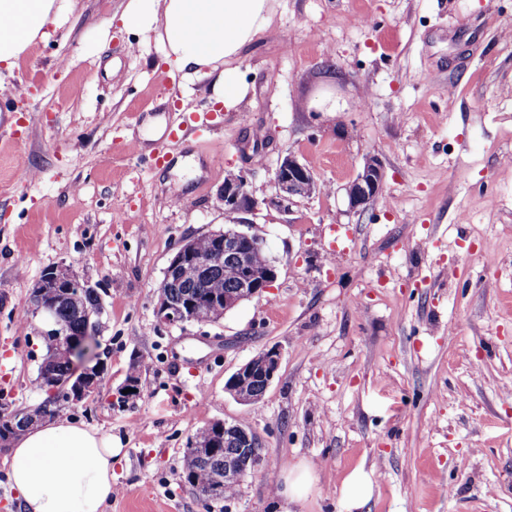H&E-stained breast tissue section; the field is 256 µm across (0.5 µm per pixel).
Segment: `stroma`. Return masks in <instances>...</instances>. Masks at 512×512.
Masks as SVG:
<instances>
[{
	"instance_id": "1",
	"label": "stroma",
	"mask_w": 512,
	"mask_h": 512,
	"mask_svg": "<svg viewBox=\"0 0 512 512\" xmlns=\"http://www.w3.org/2000/svg\"><path fill=\"white\" fill-rule=\"evenodd\" d=\"M121 4L78 0L0 108V398H44L29 295L65 263L101 285L106 384L59 415L121 448L106 512H219L181 470L214 420L255 431L265 456L231 512H339L359 466L375 481L361 512H512V0H276L229 111L128 34ZM160 146L169 163L150 166ZM288 154L319 188L284 208ZM190 155L199 172L174 173ZM369 158L382 194L354 213L345 187ZM238 174L253 206L228 215L219 193ZM240 220L277 266L272 288L218 322L159 327L178 245ZM271 348L260 403L225 392ZM134 362L142 392L124 403ZM302 463L307 497L276 496Z\"/></svg>"
}]
</instances>
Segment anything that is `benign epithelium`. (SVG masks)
<instances>
[{"label": "benign epithelium", "instance_id": "benign-epithelium-1", "mask_svg": "<svg viewBox=\"0 0 512 512\" xmlns=\"http://www.w3.org/2000/svg\"><path fill=\"white\" fill-rule=\"evenodd\" d=\"M275 182L278 187L276 202L280 205L297 197L308 198L317 190L312 169L299 162L293 155L285 156L276 169ZM246 182L240 178L224 183L221 197L224 212L235 214L249 204L245 189ZM383 188V171L375 159L365 162L362 171L346 186L349 209L360 212L373 203ZM215 246L214 257L226 262L237 274V288L224 294H210L201 299L190 293L180 298L171 296V285L182 280L187 267L202 265L195 249V241H183L170 258L164 270L163 279L158 288L155 314L158 324L165 328H186L193 324L217 322L240 303L267 292L276 280V267L269 262L258 268L252 261V250L260 243V238L249 234L238 226L211 233ZM99 283L88 277L78 275L71 266L62 264L44 271L34 283L30 293L32 312L44 317L48 329L40 332L44 346L49 352L66 346L74 347L76 342L66 323L56 318L53 309L44 305L41 296L47 292L63 289L71 300H76L82 292H98ZM207 308L211 319L201 318L200 309ZM280 366V352L277 349L264 350L241 365L225 382L224 389L236 400L246 405L261 401ZM105 362L95 355L82 362L75 374L63 384V391L51 389L50 394L58 395L60 404H78L99 394L104 386ZM250 381L261 382L258 391L248 386ZM0 415L11 421H21V425L31 427L47 418L39 412L24 415L11 410L8 405L0 407ZM210 434L207 442H193L189 450L205 460L211 449L218 447V440H224V473L214 477L209 492L214 500L223 495L224 486L240 484L244 475L257 469L263 462L262 443L252 430L223 420L212 421L206 425Z\"/></svg>", "mask_w": 512, "mask_h": 512}]
</instances>
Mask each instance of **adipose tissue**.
I'll return each instance as SVG.
<instances>
[{"label":"adipose tissue","mask_w":512,"mask_h":512,"mask_svg":"<svg viewBox=\"0 0 512 512\" xmlns=\"http://www.w3.org/2000/svg\"><path fill=\"white\" fill-rule=\"evenodd\" d=\"M75 0H0V69L12 71L29 48L61 31ZM274 0H125V29L154 37L165 59L210 80L213 100L234 109L244 86L233 67L271 22ZM111 436L69 420L19 435L7 453L8 481L23 512H105L112 499Z\"/></svg>","instance_id":"obj_1"}]
</instances>
